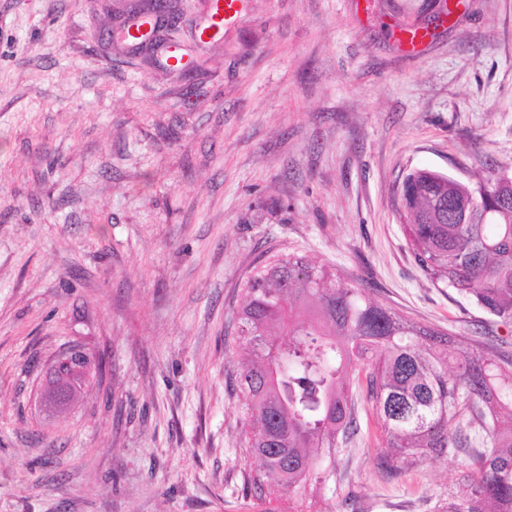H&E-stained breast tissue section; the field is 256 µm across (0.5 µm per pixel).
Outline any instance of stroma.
<instances>
[{"label":"stroma","instance_id":"1","mask_svg":"<svg viewBox=\"0 0 512 512\" xmlns=\"http://www.w3.org/2000/svg\"><path fill=\"white\" fill-rule=\"evenodd\" d=\"M207 2L177 0L185 81L111 40L128 0H0V512H265L236 311L282 256L512 354V324L421 271L397 196L417 168L512 167V0H244L203 42ZM355 410L320 466L333 512H440L472 474H386L361 386ZM70 351L72 353V366L66 368L60 367L55 370L56 379L54 382L56 384L51 397L58 403H63L69 399L71 390L70 381L80 377L88 364L87 357L81 350L73 348Z\"/></svg>","mask_w":512,"mask_h":512}]
</instances>
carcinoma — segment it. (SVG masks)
<instances>
[{
    "label": "carcinoma",
    "instance_id": "obj_1",
    "mask_svg": "<svg viewBox=\"0 0 512 512\" xmlns=\"http://www.w3.org/2000/svg\"><path fill=\"white\" fill-rule=\"evenodd\" d=\"M487 184L491 195L468 205L473 184L413 170L400 188L402 219L427 275L512 323V182L492 171L476 182ZM238 316L239 386L252 429L246 452L260 462L253 496L265 501L321 481V460L357 431L350 379L366 366L367 395L386 436L381 469L398 474L480 439L478 477L448 491L443 512H512V358L467 350L303 256L250 276ZM71 361L55 370L58 403L87 366L75 348Z\"/></svg>",
    "mask_w": 512,
    "mask_h": 512
}]
</instances>
